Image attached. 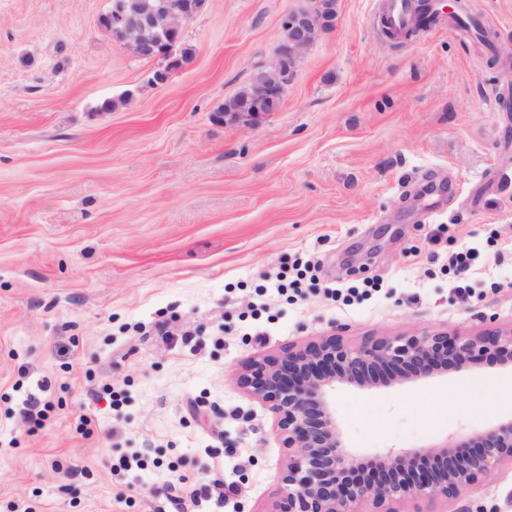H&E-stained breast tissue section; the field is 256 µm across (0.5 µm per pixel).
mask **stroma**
<instances>
[{"instance_id": "stroma-1", "label": "stroma", "mask_w": 512, "mask_h": 512, "mask_svg": "<svg viewBox=\"0 0 512 512\" xmlns=\"http://www.w3.org/2000/svg\"><path fill=\"white\" fill-rule=\"evenodd\" d=\"M447 3L474 27L398 43L377 0H336L279 109L237 129L213 111L309 0H206L176 71L100 26L111 0H0V512H271L287 451L243 361L334 326L512 324V0ZM494 232L460 302L448 256ZM298 259L315 280L278 291ZM333 407L349 448L424 449L511 418L512 370ZM446 510L512 512V468Z\"/></svg>"}]
</instances>
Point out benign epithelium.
<instances>
[{
	"mask_svg": "<svg viewBox=\"0 0 512 512\" xmlns=\"http://www.w3.org/2000/svg\"><path fill=\"white\" fill-rule=\"evenodd\" d=\"M335 0H312L292 13L286 37L271 65L252 79L248 100L214 117L224 125L255 128L281 103L288 72L327 29ZM200 0H155L131 13L116 3L107 26L123 48L144 58L170 60L169 72L186 65L179 54L183 24L202 9ZM512 366V325L460 334L446 330L366 336L349 343L343 329L292 344L279 353L251 357L237 381L266 403L288 460L273 512H425L420 504L446 501L474 487L505 465L512 466V419L487 430L453 435L425 450H389L362 455L348 448L332 404L336 384L359 387L428 379L474 364Z\"/></svg>",
	"mask_w": 512,
	"mask_h": 512,
	"instance_id": "7a95c632",
	"label": "benign epithelium"
}]
</instances>
